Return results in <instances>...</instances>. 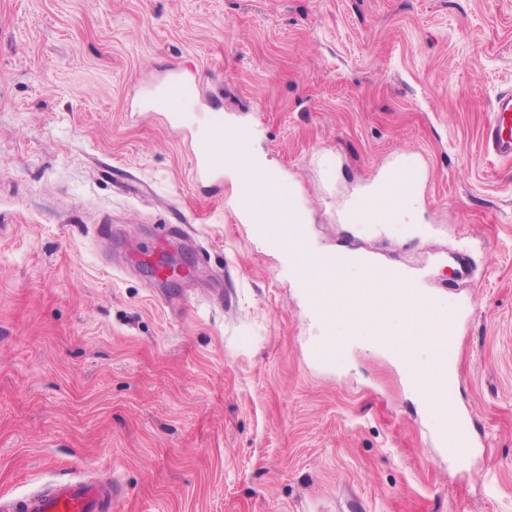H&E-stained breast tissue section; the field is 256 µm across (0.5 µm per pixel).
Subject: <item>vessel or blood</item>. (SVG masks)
I'll return each instance as SVG.
<instances>
[{
  "mask_svg": "<svg viewBox=\"0 0 512 512\" xmlns=\"http://www.w3.org/2000/svg\"><path fill=\"white\" fill-rule=\"evenodd\" d=\"M488 153L512 159V90L501 92L493 103L492 118L483 133ZM194 157L196 177L224 173V126L214 122L200 128ZM414 174L402 166L388 168L377 181L367 203L350 208L353 224H379L388 217L391 194L399 187H410ZM368 277L372 283L370 299L380 312L413 311L417 320L431 323L439 344L456 335L460 320L458 308L440 305L425 290L418 288L412 275L403 269L371 261ZM426 419L433 429L438 447L456 456L471 452L474 442L469 415L462 413L455 401L426 399ZM118 494L116 481H60L42 491L0 500V512H112Z\"/></svg>",
  "mask_w": 512,
  "mask_h": 512,
  "instance_id": "vessel-or-blood-1",
  "label": "vessel or blood"
}]
</instances>
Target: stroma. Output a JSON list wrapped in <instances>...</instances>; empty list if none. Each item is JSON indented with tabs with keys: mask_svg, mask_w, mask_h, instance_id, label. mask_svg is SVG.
Returning <instances> with one entry per match:
<instances>
[{
	"mask_svg": "<svg viewBox=\"0 0 512 512\" xmlns=\"http://www.w3.org/2000/svg\"><path fill=\"white\" fill-rule=\"evenodd\" d=\"M202 87L186 125L155 107ZM512 0H0V497L116 475L112 512H512ZM288 184L306 239L405 267L463 306L435 448L403 353L320 331L305 293L196 182L194 115ZM421 177L384 230L346 222L388 163ZM184 274L131 264L157 226ZM485 150L512 159V90L501 92L493 103L492 119L483 133ZM413 383L409 380L410 386L421 398L423 392L426 396L435 390L431 383H423L425 376L423 372L410 373ZM426 420L431 424L433 437L439 448L449 451L456 456H464L474 448L471 432L470 415L462 413L455 402L454 393L448 390V403L436 400L432 396L426 397Z\"/></svg>",
	"mask_w": 512,
	"mask_h": 512,
	"instance_id": "1",
	"label": "stroma"
}]
</instances>
